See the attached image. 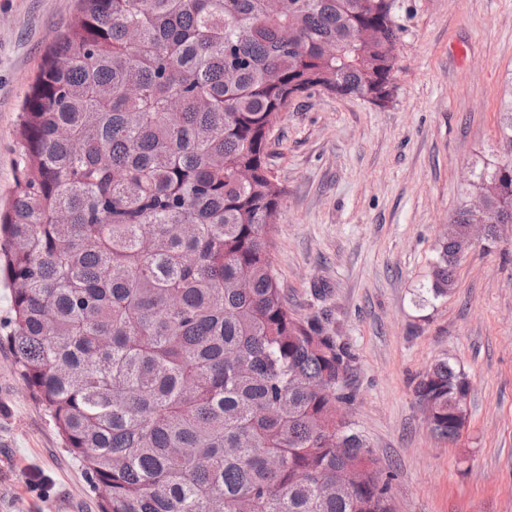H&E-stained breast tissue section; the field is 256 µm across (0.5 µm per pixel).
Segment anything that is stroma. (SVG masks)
Here are the masks:
<instances>
[{
	"label": "stroma",
	"mask_w": 512,
	"mask_h": 512,
	"mask_svg": "<svg viewBox=\"0 0 512 512\" xmlns=\"http://www.w3.org/2000/svg\"><path fill=\"white\" fill-rule=\"evenodd\" d=\"M75 0H0V206L20 175L16 127ZM393 94L382 106L322 88L275 125L285 188L272 233L289 310L351 355L345 411L392 473L395 512H512V239L481 242L458 287H425L476 173L501 153L512 94V0H394ZM0 283V512H98L99 494L14 365ZM449 359L472 381L452 442L430 432L414 387Z\"/></svg>",
	"instance_id": "stroma-1"
}]
</instances>
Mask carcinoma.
<instances>
[{"instance_id": "obj_1", "label": "carcinoma", "mask_w": 512, "mask_h": 512, "mask_svg": "<svg viewBox=\"0 0 512 512\" xmlns=\"http://www.w3.org/2000/svg\"><path fill=\"white\" fill-rule=\"evenodd\" d=\"M393 0H78L23 105L0 210L7 342L100 512H393L391 476L336 405L347 348L292 314L272 258L269 140L292 97L393 92ZM297 35L288 46L283 30ZM502 156L473 182L426 292L458 287L467 228L512 224ZM442 359L415 395L467 419Z\"/></svg>"}]
</instances>
